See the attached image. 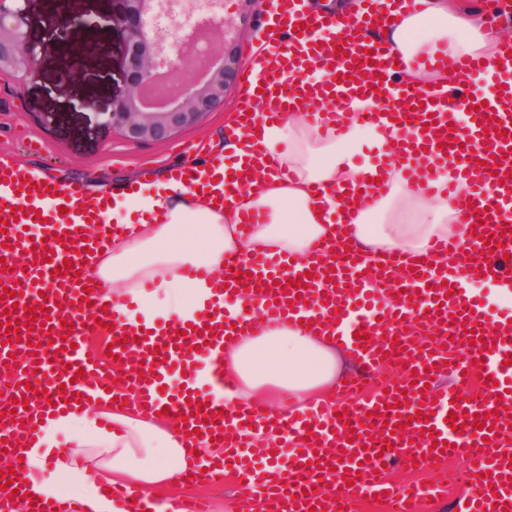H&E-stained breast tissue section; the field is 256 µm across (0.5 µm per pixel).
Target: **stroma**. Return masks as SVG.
I'll return each mask as SVG.
<instances>
[{"mask_svg":"<svg viewBox=\"0 0 512 512\" xmlns=\"http://www.w3.org/2000/svg\"><path fill=\"white\" fill-rule=\"evenodd\" d=\"M67 14L47 16L34 0L27 21L28 46L37 63L15 76H0V156L30 162L60 184L91 175L111 183L138 179L144 168L175 166L185 161V148L195 140H212L224 130L227 113L236 111L234 93L223 108L196 125L158 142L132 143L112 129L107 114L124 85V52L119 27L109 18L117 0H69ZM265 0H224V16L232 21L239 52H247L268 17ZM80 16L90 34L107 47L94 72L65 84L60 72L74 50L70 21Z\"/></svg>","mask_w":512,"mask_h":512,"instance_id":"1","label":"stroma"}]
</instances>
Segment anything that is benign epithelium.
Wrapping results in <instances>:
<instances>
[{
  "mask_svg": "<svg viewBox=\"0 0 512 512\" xmlns=\"http://www.w3.org/2000/svg\"><path fill=\"white\" fill-rule=\"evenodd\" d=\"M123 28L125 84L108 121L133 143L158 142L195 125L224 105L235 83L240 57L230 37L232 23L216 7L198 0H118ZM30 0H0V74L20 73L34 64L26 47ZM195 13V28L175 35L148 20L165 13L176 20Z\"/></svg>",
  "mask_w": 512,
  "mask_h": 512,
  "instance_id": "obj_1",
  "label": "benign epithelium"
}]
</instances>
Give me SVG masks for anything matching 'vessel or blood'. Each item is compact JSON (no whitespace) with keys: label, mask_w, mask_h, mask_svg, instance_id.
Wrapping results in <instances>:
<instances>
[{"label":"vessel or blood","mask_w":512,"mask_h":512,"mask_svg":"<svg viewBox=\"0 0 512 512\" xmlns=\"http://www.w3.org/2000/svg\"><path fill=\"white\" fill-rule=\"evenodd\" d=\"M304 0H272L269 36L247 54L238 82L239 125L226 141L249 134L261 142L266 122L282 112L338 123L357 97L377 99L364 123L388 132L395 159L421 162L409 187L430 193L443 165L454 164L448 195L465 188L466 241H433L412 262L397 250L369 257L316 244L301 260L290 256L225 254L223 304L211 316L172 321L156 328L125 325L123 298L104 300L82 272L88 252L112 236L106 214L111 194L90 196L84 181L66 185L36 180L19 187L21 174L0 158V363L25 354L30 375L10 387L12 401L0 427L10 467L24 473L22 449L38 432L33 411L60 399L98 395L124 399L134 392L140 413H167L196 431L198 444L224 449L222 463L209 465V481L233 475L253 491L251 512H357L365 499L384 512H421L425 501L446 493L442 484L399 489L391 466L410 471L462 457L454 512H512V316L489 314L469 292L480 281L512 280L504 258L512 256V42L499 46L501 67L488 72L481 56L444 55L424 67L455 73L444 91L415 86L405 62L366 39L364 29L412 10L415 0H361L360 12L343 26L307 18ZM325 77L310 78L311 63ZM265 111H257V104ZM260 156L236 163L217 159L210 172L184 163L169 181L192 189L216 184L231 191L253 183ZM22 215H14L15 207ZM450 254L441 266L436 255ZM253 296L269 323H300L335 337L370 371L397 366L392 381L365 393L360 382L337 383L338 402L314 401L271 413L260 406L226 407L221 391L235 383L224 375L226 339L250 335V313L234 310ZM115 340L113 362H142L144 379L127 390H110L99 363L83 344L99 323ZM446 370L450 388L431 387ZM337 493L326 498L323 483Z\"/></svg>","instance_id":"b4317fda"}]
</instances>
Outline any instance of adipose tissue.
<instances>
[{
	"mask_svg": "<svg viewBox=\"0 0 512 512\" xmlns=\"http://www.w3.org/2000/svg\"><path fill=\"white\" fill-rule=\"evenodd\" d=\"M371 36L409 63L440 53L475 54L492 67L501 40L466 0H416L413 12L391 16ZM375 107L374 100H355L333 128L300 112L281 113L264 128L258 181L233 191L223 205L166 180L135 196L123 183L113 184L107 221L115 234L109 249L88 259L89 274L104 294L118 289L128 297L127 324L152 326L205 312L216 299L213 283L228 252L302 258L317 241L336 240L370 254L393 248L415 254L459 234L464 199L451 202L442 193L427 197L408 188L414 163L392 161L386 135L360 119ZM281 169L291 171V178L280 179ZM367 179L374 187L364 204L341 207L338 188ZM247 213L260 214L262 221L244 238L237 226ZM188 268L207 275L186 278ZM348 365L345 348L327 338L290 324H262L254 335L224 346V373L237 381L226 399L252 404L287 393L302 406L322 399ZM70 444L84 449L82 461L65 453ZM24 454L25 496L56 499L57 512H122L109 494L117 484L152 501L155 512H177L163 490L199 461H219L222 450L197 448L172 421L113 412L93 396L43 414ZM64 475L71 480L69 497L59 490Z\"/></svg>",
	"mask_w": 512,
	"mask_h": 512,
	"instance_id": "adipose-tissue-1",
	"label": "adipose tissue"
}]
</instances>
